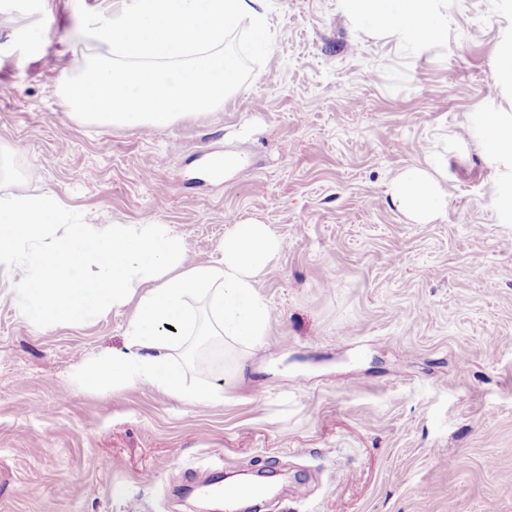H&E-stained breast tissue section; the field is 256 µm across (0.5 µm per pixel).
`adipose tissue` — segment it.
I'll return each mask as SVG.
<instances>
[{
	"label": "adipose tissue",
	"mask_w": 512,
	"mask_h": 512,
	"mask_svg": "<svg viewBox=\"0 0 512 512\" xmlns=\"http://www.w3.org/2000/svg\"><path fill=\"white\" fill-rule=\"evenodd\" d=\"M365 32H391L427 46L445 38L438 0H341ZM469 131L488 161L512 177V113L478 112ZM387 193L398 210L419 224L436 221L447 196L430 164L401 171ZM278 249L262 224H234L222 257L211 265L188 261L183 240L164 224H71L52 194L0 198V260L20 258L19 291L31 322L78 323L90 314L133 305L127 336L136 356H103L86 372L98 385H148L187 401L210 404L220 393L189 389L171 362L173 327H187L188 302L205 299L216 334L259 341L268 309L254 292L256 277ZM97 267L95 277L83 276Z\"/></svg>",
	"instance_id": "obj_1"
}]
</instances>
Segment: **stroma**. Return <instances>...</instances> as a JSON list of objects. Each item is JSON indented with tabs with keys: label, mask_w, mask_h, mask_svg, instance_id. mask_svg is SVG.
Segmentation results:
<instances>
[{
	"label": "stroma",
	"mask_w": 512,
	"mask_h": 512,
	"mask_svg": "<svg viewBox=\"0 0 512 512\" xmlns=\"http://www.w3.org/2000/svg\"><path fill=\"white\" fill-rule=\"evenodd\" d=\"M124 6L0 0V197L168 225L197 265L233 222L267 225L268 327L220 337L223 360L198 370L208 310L190 300L172 360L223 401L101 387L84 369L133 355V306L37 325L19 263L0 264V512H222L199 494L208 476L271 470L265 512H512V224L466 133L472 113H512L496 79L512 0H440L448 36L427 47L366 34L339 0H261L273 46L248 85L163 128H103L59 87L102 52L79 8ZM427 162L448 195L418 224L386 189Z\"/></svg>",
	"instance_id": "1"
}]
</instances>
